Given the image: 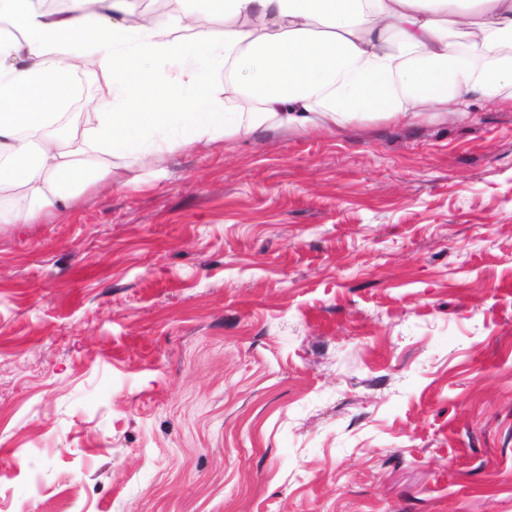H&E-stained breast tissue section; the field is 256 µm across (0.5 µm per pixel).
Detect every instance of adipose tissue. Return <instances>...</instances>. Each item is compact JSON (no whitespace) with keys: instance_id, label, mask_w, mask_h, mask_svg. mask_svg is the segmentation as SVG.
<instances>
[{"instance_id":"obj_1","label":"adipose tissue","mask_w":512,"mask_h":512,"mask_svg":"<svg viewBox=\"0 0 512 512\" xmlns=\"http://www.w3.org/2000/svg\"><path fill=\"white\" fill-rule=\"evenodd\" d=\"M124 2L74 0L72 14L51 17L29 0H0V22L14 29L0 33V193L27 199L1 210V225L35 224L69 206L76 184L114 155L135 163L268 128L306 132L365 117H463L474 100L512 92V0H479L476 11L471 0H212L229 22L219 34L190 13L123 20ZM452 28L468 53L450 41ZM88 53L96 111L63 120ZM160 59L174 79H155Z\"/></svg>"}]
</instances>
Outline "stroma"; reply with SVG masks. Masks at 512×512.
I'll return each instance as SVG.
<instances>
[{
    "label": "stroma",
    "mask_w": 512,
    "mask_h": 512,
    "mask_svg": "<svg viewBox=\"0 0 512 512\" xmlns=\"http://www.w3.org/2000/svg\"><path fill=\"white\" fill-rule=\"evenodd\" d=\"M109 164L0 231V512H512V98Z\"/></svg>",
    "instance_id": "obj_1"
}]
</instances>
